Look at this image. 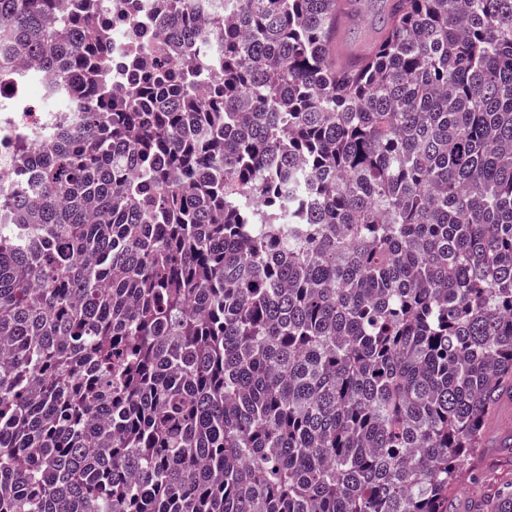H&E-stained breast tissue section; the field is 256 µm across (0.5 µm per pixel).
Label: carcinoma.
<instances>
[{
	"label": "carcinoma",
	"instance_id": "carcinoma-1",
	"mask_svg": "<svg viewBox=\"0 0 512 512\" xmlns=\"http://www.w3.org/2000/svg\"><path fill=\"white\" fill-rule=\"evenodd\" d=\"M0 0L82 131L0 192V512H448L512 398V0ZM467 512H512V477ZM154 2L109 0L103 3L106 11L112 13L113 29H120L119 33L112 34V87L124 86L131 80L134 72L129 70L127 61L134 54L143 55L149 62V57L154 59L156 47L157 53L163 55L161 48L150 39L154 36L150 24ZM383 0H357L356 17L342 39L344 53L361 52L379 37L384 16Z\"/></svg>",
	"mask_w": 512,
	"mask_h": 512
}]
</instances>
